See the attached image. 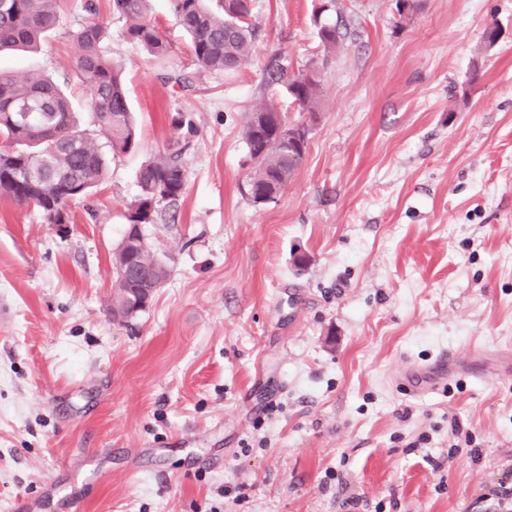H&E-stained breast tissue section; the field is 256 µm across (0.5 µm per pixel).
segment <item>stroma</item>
I'll return each mask as SVG.
<instances>
[{
  "instance_id": "1",
  "label": "stroma",
  "mask_w": 512,
  "mask_h": 512,
  "mask_svg": "<svg viewBox=\"0 0 512 512\" xmlns=\"http://www.w3.org/2000/svg\"><path fill=\"white\" fill-rule=\"evenodd\" d=\"M85 2L61 0L41 51L1 53L0 71L51 75L86 115L69 36ZM95 2L138 147L68 228L0 196V512H507L512 0H422L404 20L395 0H339L331 56L316 0H253L255 53L231 76L198 70L169 0L153 2L161 61ZM278 52L320 70L321 117L256 205L245 115L272 99L299 117L265 83ZM178 112L197 128L186 190L145 227L172 274L118 325L112 257ZM451 350L486 376L402 385ZM455 424L478 455L449 456ZM321 3L316 6L313 14L314 26L317 30V35L321 45L324 47L325 53H333L336 47L343 39L347 32L342 33L341 28L336 22H329L322 19V15L327 12L336 11L337 0H321Z\"/></svg>"
}]
</instances>
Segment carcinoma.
Listing matches in <instances>:
<instances>
[{"label": "carcinoma", "instance_id": "carcinoma-1", "mask_svg": "<svg viewBox=\"0 0 512 512\" xmlns=\"http://www.w3.org/2000/svg\"><path fill=\"white\" fill-rule=\"evenodd\" d=\"M59 0H0V51L33 50L60 23ZM153 0H112V11L122 19L124 37L161 60L169 44L152 21ZM337 0H321L313 14L314 26L324 51L333 53L343 39L338 24L322 15L336 10ZM178 26L190 39L195 64L209 73L232 75L252 57L255 26L251 0H171ZM87 18L71 37L79 47L73 72L92 91V123L108 147L103 152L87 130L65 89L41 73L17 77L0 71V195L36 208L48 224L69 223L71 202L87 196L107 174V154L132 152L138 144L134 115L126 94L121 66L106 54L108 29L98 20L94 0L85 5ZM267 86L284 90L298 111L308 114V123L320 112L321 80L316 69L294 68L290 59L275 55L267 65ZM31 106L29 122L18 126L9 112L18 104ZM182 139L140 168L139 194L134 201L123 240L139 237L138 224H153L161 209L177 206L185 193V173L180 160L181 141L195 135L193 121L182 113L172 117ZM290 125L286 112L274 102L248 112L244 139L253 162L245 184V195L256 205L273 201L288 186L302 166L307 146L288 152L269 146L282 137L281 126ZM146 271L165 283L171 276L169 264L151 253L148 242L117 249L112 261V307L124 306L127 276L120 267Z\"/></svg>", "mask_w": 512, "mask_h": 512}]
</instances>
